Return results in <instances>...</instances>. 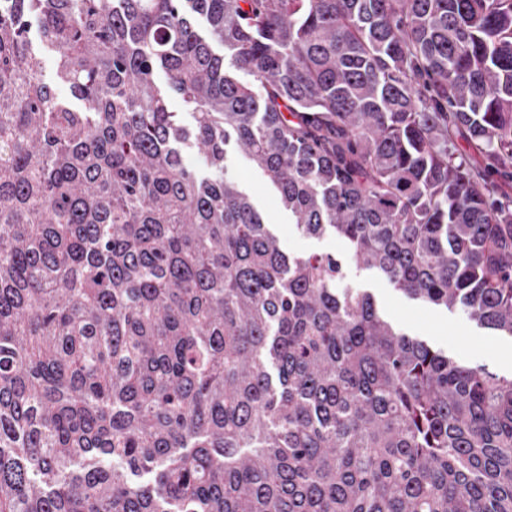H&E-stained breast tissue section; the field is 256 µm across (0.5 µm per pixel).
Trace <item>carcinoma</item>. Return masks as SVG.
Here are the masks:
<instances>
[{
	"instance_id": "obj_1",
	"label": "carcinoma",
	"mask_w": 512,
	"mask_h": 512,
	"mask_svg": "<svg viewBox=\"0 0 512 512\" xmlns=\"http://www.w3.org/2000/svg\"><path fill=\"white\" fill-rule=\"evenodd\" d=\"M231 142L512 337V0H0V512H512V377L285 252Z\"/></svg>"
}]
</instances>
